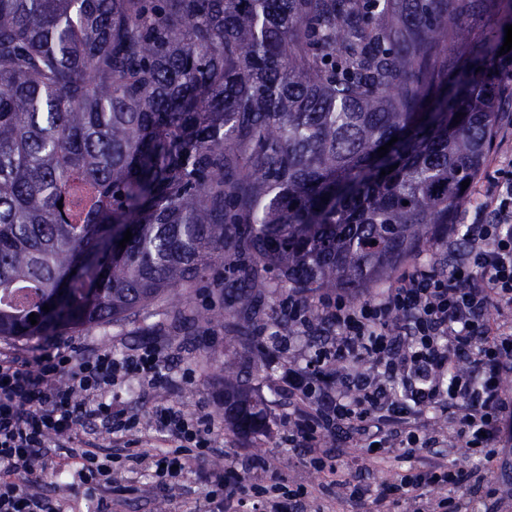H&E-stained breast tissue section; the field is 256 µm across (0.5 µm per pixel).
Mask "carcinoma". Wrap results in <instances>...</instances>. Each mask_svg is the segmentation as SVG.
I'll return each mask as SVG.
<instances>
[{
  "label": "carcinoma",
  "mask_w": 512,
  "mask_h": 512,
  "mask_svg": "<svg viewBox=\"0 0 512 512\" xmlns=\"http://www.w3.org/2000/svg\"><path fill=\"white\" fill-rule=\"evenodd\" d=\"M508 25L507 0H0V337L119 324L217 265L250 310L271 275H389L493 146Z\"/></svg>",
  "instance_id": "carcinoma-1"
}]
</instances>
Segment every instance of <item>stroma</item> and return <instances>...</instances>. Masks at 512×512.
<instances>
[{
	"instance_id": "obj_1",
	"label": "stroma",
	"mask_w": 512,
	"mask_h": 512,
	"mask_svg": "<svg viewBox=\"0 0 512 512\" xmlns=\"http://www.w3.org/2000/svg\"><path fill=\"white\" fill-rule=\"evenodd\" d=\"M220 269H212L207 278L192 292L168 295L120 325H104L70 331L43 339L0 338V352L33 357L43 351L65 352L84 357L101 348L115 354L133 353L153 348L167 357L169 376L155 389H145L137 376H129L114 392V398L125 405L130 415L146 422L158 400L181 407L191 416L208 413L214 416L217 454H209L197 463L202 472L240 468L246 461L255 462L254 477L260 483L276 478L287 489L304 487L312 490L306 512H355L344 490L326 485L323 473L302 461L299 449L281 442L280 419L288 411V399L278 386L283 372L281 359L262 354L241 353L236 341V326L244 315L226 303L218 286ZM190 315L205 309L219 317L210 328L195 332H178L172 320L173 309ZM233 361L240 367L254 395L261 399L267 414V430L249 439L233 435L223 426L224 363ZM324 447L340 448L345 457L359 459L365 469L364 485L378 491L389 490L398 475L406 473L411 460L367 454L363 442L348 438L324 439ZM448 461L465 468L484 472L494 491L493 498L472 502L470 512H512V469L484 471L483 463L465 449H448ZM18 483L23 490L42 498L46 506L64 505L67 512H97L100 490L87 489L71 475L55 476L34 468L22 474ZM209 484L187 475L159 487L149 472L137 478L115 471L108 493L112 512H208Z\"/></svg>"
}]
</instances>
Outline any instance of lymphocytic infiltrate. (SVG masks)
I'll return each instance as SVG.
<instances>
[{
  "label": "lymphocytic infiltrate",
  "instance_id": "lymphocytic-infiltrate-1",
  "mask_svg": "<svg viewBox=\"0 0 512 512\" xmlns=\"http://www.w3.org/2000/svg\"><path fill=\"white\" fill-rule=\"evenodd\" d=\"M495 174L480 204L478 219L449 225L448 240L464 238L448 253L449 272L433 265L402 271L395 287L355 304L344 294L322 297L319 320L305 303L289 295L288 334L272 343L288 357L282 384L290 411L283 420L289 443L312 458L331 484L346 488L361 512H390L388 498H367L356 483L357 462L324 448V435H364L397 457L429 452L421 468L400 475L396 489L422 512H463L465 499L477 494L482 478L449 465L439 450L452 437L485 464L507 465L503 449L512 438V391L504 384L512 373V153L490 161ZM370 362V370L350 367V356ZM163 357L147 350L114 358L104 349L75 358L58 352L29 360L0 357V512H42L35 496L16 483L35 465L64 472L62 461L47 456L46 445L66 449L78 460L81 482L108 486L112 467L95 448L71 447L77 426L99 424L113 443L127 448L126 470H153L158 478L194 473L210 449V416L191 417L180 408L157 405L152 428L177 442L159 456L135 450L136 423L108 402L112 389L132 373L144 387L158 386ZM67 381H60V374ZM448 420L447 435L432 428L433 416ZM206 482L223 486L218 512H238L255 496L253 512H302L304 489L283 491L278 482L246 488L245 475L225 481L209 472ZM429 487L453 489V498L424 503Z\"/></svg>",
  "mask_w": 512,
  "mask_h": 512
}]
</instances>
